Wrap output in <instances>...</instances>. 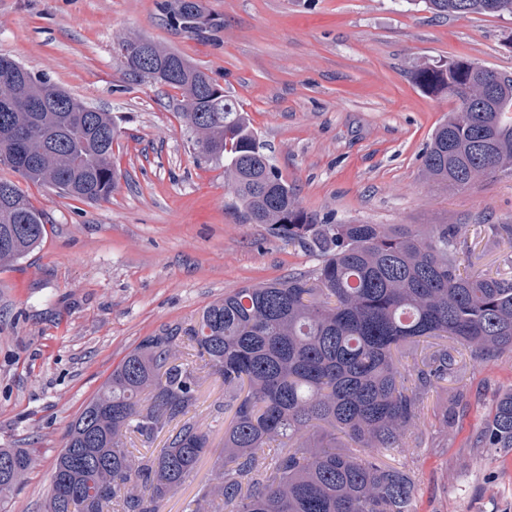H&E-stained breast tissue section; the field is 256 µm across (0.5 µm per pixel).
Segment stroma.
<instances>
[{"label": "stroma", "mask_w": 512, "mask_h": 512, "mask_svg": "<svg viewBox=\"0 0 512 512\" xmlns=\"http://www.w3.org/2000/svg\"><path fill=\"white\" fill-rule=\"evenodd\" d=\"M166 0H0V54L116 116L122 176L86 204L27 185L46 217L42 245L0 267V448L39 457L9 508L38 512L70 421L146 336L190 328L234 289L310 273L319 260L230 208L223 169L197 164L177 90L123 80L115 48L141 34L180 51L237 99L299 206L336 224H512V177L451 192L422 154L456 106L414 83L463 57L512 73V15H436L423 0H197L211 28L172 24ZM512 359L429 389L387 462L414 478L416 512H512V455L474 451ZM460 394L456 424L442 414ZM224 383L192 411L211 450L162 503L185 512L224 446Z\"/></svg>", "instance_id": "1"}]
</instances>
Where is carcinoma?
<instances>
[{
	"mask_svg": "<svg viewBox=\"0 0 512 512\" xmlns=\"http://www.w3.org/2000/svg\"><path fill=\"white\" fill-rule=\"evenodd\" d=\"M436 14L512 15V0H426ZM193 30L196 4L171 14ZM128 81L180 92L178 117L197 162L224 168L234 213L265 224L320 258L311 274L224 294L181 336H148L112 369L71 421L42 512H160L195 473L209 434L190 412L205 378L224 382V452L185 512H415L411 473L383 453L423 411L422 391L461 370L443 347L422 360L408 387L398 353L450 338L478 364L512 353V278L474 269L466 224H333L302 209L266 153L247 112L182 53L138 35L118 42ZM427 93L456 102L422 156L434 183L463 190L512 175V75L464 59L413 74ZM116 117L0 55V165L32 185L88 203L109 201L121 170ZM45 218L16 183L0 179V265L39 247ZM467 254L471 270L460 269ZM188 341L189 366L178 347ZM167 434L161 451L136 456L133 436ZM364 450L338 448L336 434ZM279 442L272 470L264 448ZM512 453V390L503 392L472 441ZM35 451L0 448V512L36 462Z\"/></svg>",
	"mask_w": 512,
	"mask_h": 512,
	"instance_id": "cac0c4a2",
	"label": "carcinoma"
}]
</instances>
